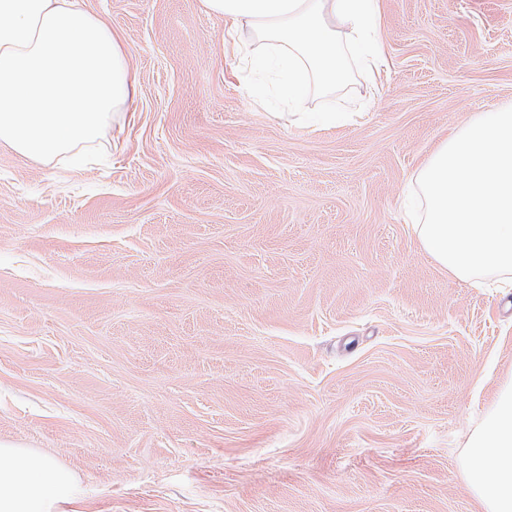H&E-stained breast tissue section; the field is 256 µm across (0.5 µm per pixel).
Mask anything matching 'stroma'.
Masks as SVG:
<instances>
[{"mask_svg":"<svg viewBox=\"0 0 512 512\" xmlns=\"http://www.w3.org/2000/svg\"><path fill=\"white\" fill-rule=\"evenodd\" d=\"M138 92L92 171L0 144V443L55 512H480L470 432L512 380V292L426 255L435 146L512 106V0H379L387 68L293 124L201 0H88ZM71 484L70 473L45 455L0 444V512H51Z\"/></svg>","mask_w":512,"mask_h":512,"instance_id":"obj_1","label":"stroma"}]
</instances>
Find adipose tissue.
<instances>
[{"label":"adipose tissue","instance_id":"1","mask_svg":"<svg viewBox=\"0 0 512 512\" xmlns=\"http://www.w3.org/2000/svg\"><path fill=\"white\" fill-rule=\"evenodd\" d=\"M224 22L232 51L254 49L251 68L270 81L293 120L333 127L338 112H305L313 97L350 80L344 55L372 81L386 66L377 0H202ZM137 75L122 39L87 0H0V143L55 168L103 145L131 107ZM465 483L482 512H512V381L461 453ZM72 484L48 457L0 444V512H53Z\"/></svg>","mask_w":512,"mask_h":512}]
</instances>
